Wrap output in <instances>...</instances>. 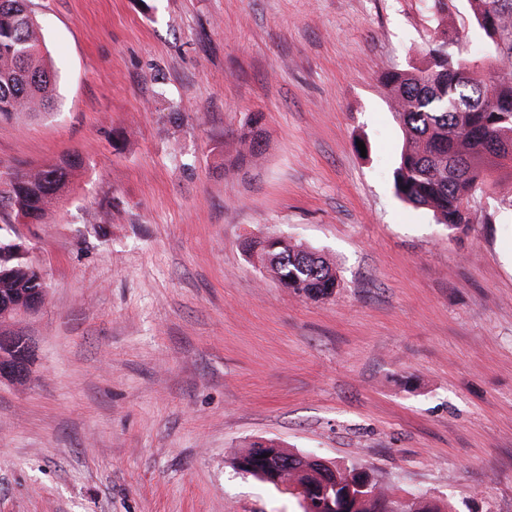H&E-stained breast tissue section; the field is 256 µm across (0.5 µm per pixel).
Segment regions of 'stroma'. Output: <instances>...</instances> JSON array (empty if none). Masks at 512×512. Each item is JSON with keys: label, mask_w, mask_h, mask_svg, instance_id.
I'll return each mask as SVG.
<instances>
[{"label": "stroma", "mask_w": 512, "mask_h": 512, "mask_svg": "<svg viewBox=\"0 0 512 512\" xmlns=\"http://www.w3.org/2000/svg\"><path fill=\"white\" fill-rule=\"evenodd\" d=\"M52 111L0 121V161L83 168L17 230L49 284L0 382V512H301L243 475L256 441L362 465L407 501L512 512V175L449 234L402 202L382 72L443 33L490 48L467 0H31ZM261 114L265 151L240 155ZM331 259L300 297L250 242ZM261 117L255 115L246 120L240 133V142L250 156L257 158L262 153V144L259 140L260 135L255 128L258 127Z\"/></svg>", "instance_id": "35a3bbf8"}]
</instances>
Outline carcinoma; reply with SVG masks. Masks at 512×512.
Returning <instances> with one entry per match:
<instances>
[{
	"mask_svg": "<svg viewBox=\"0 0 512 512\" xmlns=\"http://www.w3.org/2000/svg\"><path fill=\"white\" fill-rule=\"evenodd\" d=\"M471 14L491 47L485 77L448 52L449 37L429 44L424 65L386 71L388 90L404 142L392 171L395 194L431 211L450 232L470 228V202L497 185L506 165L496 150L512 147V0H468ZM56 81L28 0H0V118L53 109ZM261 117L246 120L240 142L252 157L262 153L256 131ZM83 167L73 151L42 167L0 163V298L48 295L46 279L16 224H43L71 191ZM264 273L291 292L323 299L340 286L326 256L286 238H268L252 248ZM238 470L263 483L305 487L315 512H441L424 501L407 502L382 488L363 467L310 463L300 453L255 442L236 459Z\"/></svg>",
	"mask_w": 512,
	"mask_h": 512,
	"instance_id": "obj_1",
	"label": "carcinoma"
}]
</instances>
